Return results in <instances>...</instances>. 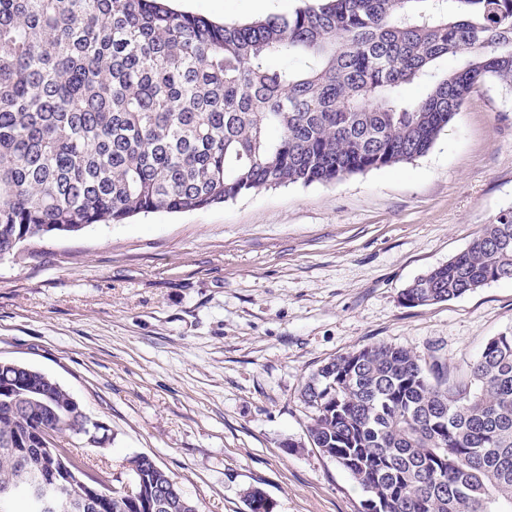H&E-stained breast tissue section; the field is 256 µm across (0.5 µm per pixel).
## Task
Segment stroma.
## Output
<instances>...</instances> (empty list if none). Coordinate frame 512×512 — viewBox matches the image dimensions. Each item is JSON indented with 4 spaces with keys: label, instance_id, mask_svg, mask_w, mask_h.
I'll use <instances>...</instances> for the list:
<instances>
[{
    "label": "stroma",
    "instance_id": "obj_1",
    "mask_svg": "<svg viewBox=\"0 0 512 512\" xmlns=\"http://www.w3.org/2000/svg\"><path fill=\"white\" fill-rule=\"evenodd\" d=\"M301 0H174L218 22ZM512 212V84L488 79L429 153L331 184L273 187L187 213L140 214L0 260V361L42 371L107 429L67 434L102 485L152 458L200 512H362L360 486L309 443L300 391L376 343L463 372L512 331V281L411 307L402 293Z\"/></svg>",
    "mask_w": 512,
    "mask_h": 512
}]
</instances>
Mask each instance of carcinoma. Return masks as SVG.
<instances>
[{"label": "carcinoma", "mask_w": 512, "mask_h": 512, "mask_svg": "<svg viewBox=\"0 0 512 512\" xmlns=\"http://www.w3.org/2000/svg\"><path fill=\"white\" fill-rule=\"evenodd\" d=\"M462 63L449 71L448 58ZM512 82V0H303L288 15L216 22L171 0H0V259L25 243L190 212L275 186L336 182L431 149L488 78ZM426 93L410 101L409 84ZM512 280V212L403 293L413 307ZM0 369V512L53 487L67 512H198L160 466L127 469L142 499L108 489L73 507L69 464L40 445L45 407ZM300 398L320 452L365 512H500L512 503V331L469 364L379 343L321 365ZM52 428L82 405L50 390ZM165 483L182 506L149 505ZM269 512L263 492L244 493Z\"/></svg>", "instance_id": "carcinoma-1"}]
</instances>
